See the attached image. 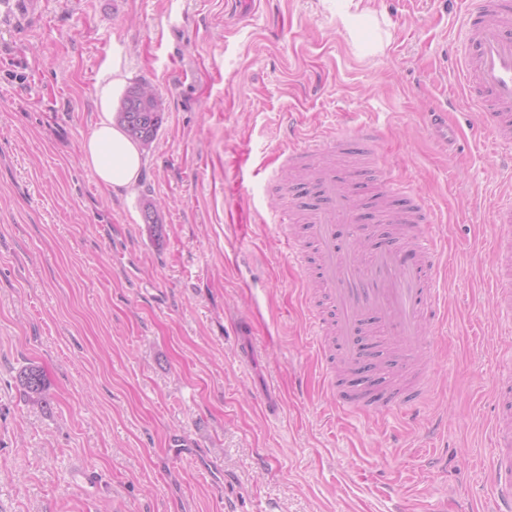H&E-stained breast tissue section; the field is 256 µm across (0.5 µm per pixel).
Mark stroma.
<instances>
[{
	"instance_id": "1",
	"label": "stroma",
	"mask_w": 512,
	"mask_h": 512,
	"mask_svg": "<svg viewBox=\"0 0 512 512\" xmlns=\"http://www.w3.org/2000/svg\"><path fill=\"white\" fill-rule=\"evenodd\" d=\"M369 7L354 37L334 0H42L0 18V512H484L496 354L512 349L487 254L507 159L457 96L460 0ZM140 81L164 120L114 194L80 148ZM362 125L448 244L413 420L348 416L327 392L266 186L289 135ZM239 180L255 190L244 231L224 221ZM31 364L48 406L16 385Z\"/></svg>"
}]
</instances>
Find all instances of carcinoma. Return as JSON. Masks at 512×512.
<instances>
[{"label":"carcinoma","instance_id":"carcinoma-1","mask_svg":"<svg viewBox=\"0 0 512 512\" xmlns=\"http://www.w3.org/2000/svg\"><path fill=\"white\" fill-rule=\"evenodd\" d=\"M164 111V101L155 88L147 83H138L124 92L115 111V120L130 138L148 149L158 135ZM142 213L155 242H160L163 224L159 210L153 203L146 202ZM17 380L32 403L41 404L46 400L48 381L41 367L30 365L23 368Z\"/></svg>","mask_w":512,"mask_h":512}]
</instances>
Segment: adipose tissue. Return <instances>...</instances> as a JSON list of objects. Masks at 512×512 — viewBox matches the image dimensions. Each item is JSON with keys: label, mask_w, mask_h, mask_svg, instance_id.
<instances>
[{"label": "adipose tissue", "mask_w": 512, "mask_h": 512, "mask_svg": "<svg viewBox=\"0 0 512 512\" xmlns=\"http://www.w3.org/2000/svg\"><path fill=\"white\" fill-rule=\"evenodd\" d=\"M81 154L105 190L120 192L131 188L139 178L142 166L139 147L114 121L102 120L83 143Z\"/></svg>", "instance_id": "adipose-tissue-1"}]
</instances>
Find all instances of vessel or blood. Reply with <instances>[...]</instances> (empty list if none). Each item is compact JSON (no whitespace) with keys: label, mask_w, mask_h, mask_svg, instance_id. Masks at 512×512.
<instances>
[{"label":"vessel or blood","mask_w":512,"mask_h":512,"mask_svg":"<svg viewBox=\"0 0 512 512\" xmlns=\"http://www.w3.org/2000/svg\"><path fill=\"white\" fill-rule=\"evenodd\" d=\"M463 48L455 62L462 95L488 141L512 158V0H467ZM375 133H343L289 148L279 214L289 257L315 265L306 273L319 299L312 309L317 357L328 390L344 410L420 408L432 386L434 350L426 327L442 322L446 255L436 213L398 182L374 149ZM232 221L250 223L252 192L232 190ZM491 237V293L497 321L512 328V176L501 183ZM495 413L488 468L493 506L512 512V353L494 373Z\"/></svg>","instance_id":"vessel-or-blood-1"}]
</instances>
